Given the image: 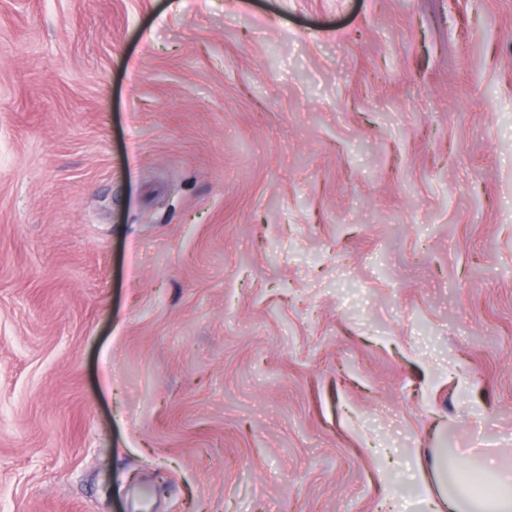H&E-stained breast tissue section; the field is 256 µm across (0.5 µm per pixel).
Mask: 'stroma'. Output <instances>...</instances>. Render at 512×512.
<instances>
[{"mask_svg":"<svg viewBox=\"0 0 512 512\" xmlns=\"http://www.w3.org/2000/svg\"><path fill=\"white\" fill-rule=\"evenodd\" d=\"M507 439L512 0H0V512H417Z\"/></svg>","mask_w":512,"mask_h":512,"instance_id":"obj_1","label":"stroma"}]
</instances>
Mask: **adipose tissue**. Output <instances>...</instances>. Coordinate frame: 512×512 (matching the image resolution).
I'll return each mask as SVG.
<instances>
[{
    "instance_id": "obj_1",
    "label": "adipose tissue",
    "mask_w": 512,
    "mask_h": 512,
    "mask_svg": "<svg viewBox=\"0 0 512 512\" xmlns=\"http://www.w3.org/2000/svg\"><path fill=\"white\" fill-rule=\"evenodd\" d=\"M479 470L489 480L493 492L477 496L467 489L451 494H434L433 484H444L448 469L441 454H433L429 470L419 471L420 502L425 512H512V471L495 460H482Z\"/></svg>"
}]
</instances>
